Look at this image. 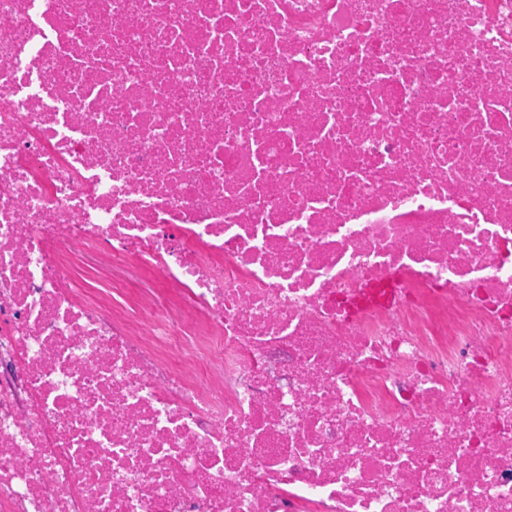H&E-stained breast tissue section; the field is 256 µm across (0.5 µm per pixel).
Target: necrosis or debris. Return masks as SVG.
Returning <instances> with one entry per match:
<instances>
[{
  "label": "necrosis or debris",
  "instance_id": "4bbe7bcc",
  "mask_svg": "<svg viewBox=\"0 0 512 512\" xmlns=\"http://www.w3.org/2000/svg\"><path fill=\"white\" fill-rule=\"evenodd\" d=\"M0 512H512V0H0ZM114 276L124 279L130 288L139 289L141 291L152 290L153 288H159L157 283L144 274L136 266H128L126 268L113 271Z\"/></svg>",
  "mask_w": 512,
  "mask_h": 512
}]
</instances>
